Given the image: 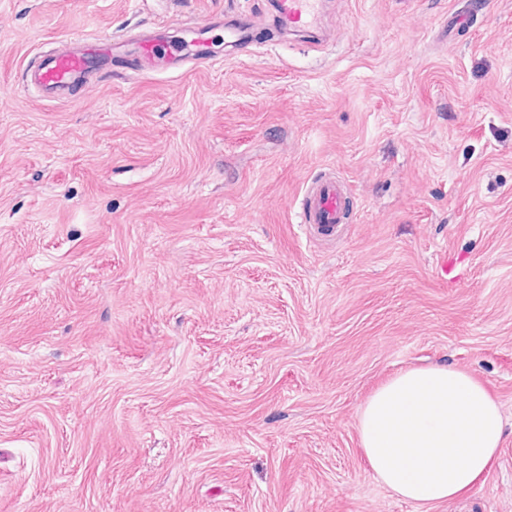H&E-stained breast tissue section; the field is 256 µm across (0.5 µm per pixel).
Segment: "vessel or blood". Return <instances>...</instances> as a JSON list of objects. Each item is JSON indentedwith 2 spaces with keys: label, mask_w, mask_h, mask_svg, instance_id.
Instances as JSON below:
<instances>
[{
  "label": "vessel or blood",
  "mask_w": 512,
  "mask_h": 512,
  "mask_svg": "<svg viewBox=\"0 0 512 512\" xmlns=\"http://www.w3.org/2000/svg\"><path fill=\"white\" fill-rule=\"evenodd\" d=\"M321 0H279L281 16L296 27H314L320 18ZM111 38L95 37L74 48H64L30 74V82L46 94L60 97L76 84L102 73L112 56ZM122 52L131 54L143 65H151L160 51L158 40L143 35L122 45ZM349 187L336 176L328 174L309 182L303 196V221L318 234L331 238L342 230Z\"/></svg>",
  "instance_id": "obj_1"
}]
</instances>
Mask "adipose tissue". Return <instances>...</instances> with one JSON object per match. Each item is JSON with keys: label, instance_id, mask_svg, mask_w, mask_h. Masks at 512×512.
<instances>
[{"label": "adipose tissue", "instance_id": "obj_1", "mask_svg": "<svg viewBox=\"0 0 512 512\" xmlns=\"http://www.w3.org/2000/svg\"><path fill=\"white\" fill-rule=\"evenodd\" d=\"M358 424L377 480L424 507L483 481L505 428L488 388L451 365L397 374L368 398Z\"/></svg>", "mask_w": 512, "mask_h": 512}]
</instances>
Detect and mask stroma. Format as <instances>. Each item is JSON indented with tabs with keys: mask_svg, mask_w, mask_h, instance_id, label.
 Instances as JSON below:
<instances>
[{
	"mask_svg": "<svg viewBox=\"0 0 512 512\" xmlns=\"http://www.w3.org/2000/svg\"><path fill=\"white\" fill-rule=\"evenodd\" d=\"M0 0V512H512V0ZM64 98L62 41L155 33ZM246 25V37L225 39ZM351 195L312 239L303 188ZM452 365L501 405L483 484L424 508L358 414ZM279 12L292 26L314 27L320 18V0H280Z\"/></svg>",
	"mask_w": 512,
	"mask_h": 512,
	"instance_id": "obj_1",
	"label": "stroma"
}]
</instances>
